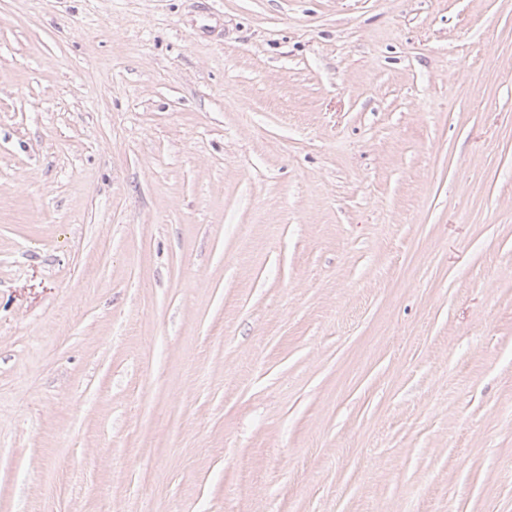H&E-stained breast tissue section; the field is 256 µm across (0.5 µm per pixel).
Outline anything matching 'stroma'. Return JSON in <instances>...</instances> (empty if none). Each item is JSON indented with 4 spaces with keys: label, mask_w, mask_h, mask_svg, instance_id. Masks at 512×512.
<instances>
[{
    "label": "stroma",
    "mask_w": 512,
    "mask_h": 512,
    "mask_svg": "<svg viewBox=\"0 0 512 512\" xmlns=\"http://www.w3.org/2000/svg\"><path fill=\"white\" fill-rule=\"evenodd\" d=\"M0 512H512V0H0Z\"/></svg>",
    "instance_id": "1"
}]
</instances>
